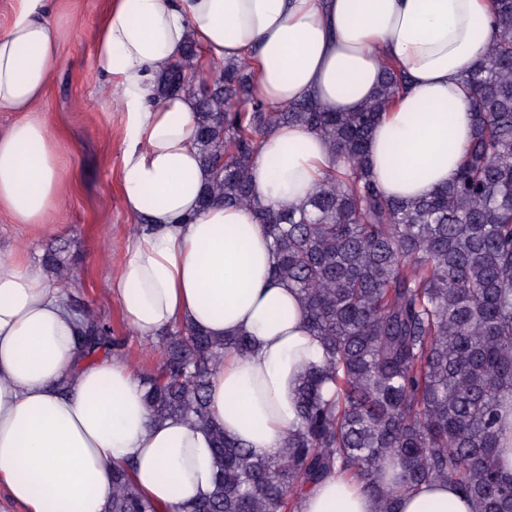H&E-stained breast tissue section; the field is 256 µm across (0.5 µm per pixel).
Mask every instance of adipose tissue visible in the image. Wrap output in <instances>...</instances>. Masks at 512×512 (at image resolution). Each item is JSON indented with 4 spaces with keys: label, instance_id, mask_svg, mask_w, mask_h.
Instances as JSON below:
<instances>
[{
    "label": "adipose tissue",
    "instance_id": "adipose-tissue-1",
    "mask_svg": "<svg viewBox=\"0 0 512 512\" xmlns=\"http://www.w3.org/2000/svg\"><path fill=\"white\" fill-rule=\"evenodd\" d=\"M490 0H112L96 67L117 81L125 122L123 205L147 227L115 278L121 312L147 340L188 323L242 334L247 356L225 355L210 409L234 438L277 456L298 423L297 386L322 349L296 295L272 276L270 241L251 209L200 208L206 173L195 104L155 98V80L193 37L206 62H244L253 92L278 108L308 97L351 112L375 92L384 63L409 84L368 142L372 177L390 197L417 199L451 184L474 132L462 79L484 52ZM60 58L44 0H18L0 29V213L41 224L63 197L58 149L38 106ZM339 160L318 134L281 126L251 171L263 202L302 204ZM73 315L36 268L0 252V481L27 512H107L115 463L130 464L162 512H184L213 489L207 432L191 420L154 421L139 378L84 361ZM375 498L340 475L308 488L300 512H376ZM397 512H477L451 482L402 495Z\"/></svg>",
    "mask_w": 512,
    "mask_h": 512
}]
</instances>
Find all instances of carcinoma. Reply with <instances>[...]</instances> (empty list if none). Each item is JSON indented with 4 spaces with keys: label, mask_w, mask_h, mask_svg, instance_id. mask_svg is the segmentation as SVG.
<instances>
[{
    "label": "carcinoma",
    "mask_w": 512,
    "mask_h": 512,
    "mask_svg": "<svg viewBox=\"0 0 512 512\" xmlns=\"http://www.w3.org/2000/svg\"><path fill=\"white\" fill-rule=\"evenodd\" d=\"M488 44L464 76L473 138L455 181L413 200L385 195L370 175L367 143L408 77L383 68L373 98L354 112H326L302 99L278 109L250 93L244 62L214 64L197 89L200 49L187 39L157 77L164 100H195V140L209 179L201 204L248 206L271 241L273 275L294 290L324 361L298 384L300 424L280 453L265 457L224 435L209 407L213 373L242 335L215 337L189 324L164 331L157 367L142 378L157 420L193 419L213 442L211 494L186 512H298L302 491L334 472L355 479L396 512L398 497L451 481L480 512H512V471L501 461L512 413V0H493ZM322 136L345 166L307 200L272 206L250 173L261 138L280 125ZM61 286L72 266L50 251ZM80 357H123L88 306L75 312ZM398 468L385 484V464ZM107 512H160L130 468L112 470Z\"/></svg>",
    "instance_id": "carcinoma-1"
}]
</instances>
